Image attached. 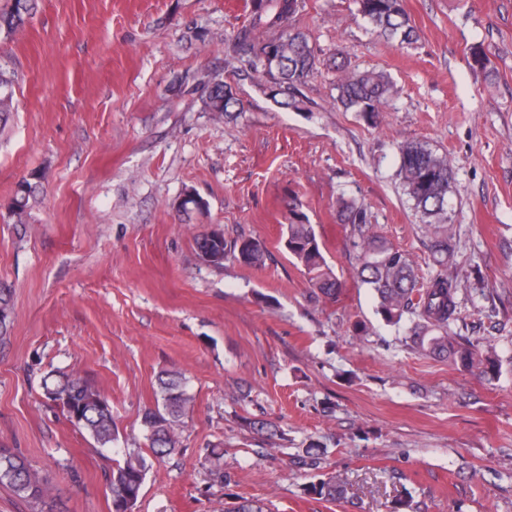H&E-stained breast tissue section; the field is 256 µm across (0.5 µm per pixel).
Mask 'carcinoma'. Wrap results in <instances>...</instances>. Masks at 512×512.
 <instances>
[{"label":"carcinoma","mask_w":512,"mask_h":512,"mask_svg":"<svg viewBox=\"0 0 512 512\" xmlns=\"http://www.w3.org/2000/svg\"><path fill=\"white\" fill-rule=\"evenodd\" d=\"M358 12L371 29L387 41L413 44L419 39L403 7V0H357ZM304 0H252L251 23L238 30L228 42L226 55L263 73L262 58L271 54L269 73L275 78L276 90L270 97L282 106L298 102L300 87L317 68L318 57L307 36L299 30H285L286 20L298 15ZM37 10V0H6L0 7V36L7 39L30 22ZM223 79L211 80L205 89L204 106L234 119L237 98L224 97ZM336 103L345 111L361 112L368 121L377 123L388 100L397 89L383 71L361 73L339 70ZM15 79L0 64V127L7 124L14 111ZM399 175L405 194L413 202L422 224L432 235L431 250L440 270L423 282L413 261L389 241L364 235L365 210L352 201L337 200L336 214L343 224L353 228L352 247L356 252V282L372 291L377 313L392 325L409 322L408 333L413 346L423 356L446 360L462 371H478L489 381L500 373L502 361L490 347L476 339L460 335L456 281L448 277L446 267L451 249L448 244V190L452 170L445 154H439L420 141H405L398 147ZM41 175L33 171L16 184L8 210L16 224L24 223ZM197 253L214 256L213 265H223L231 256L237 261L257 266L264 263L265 249L256 239L221 237L195 238ZM285 247L306 275L316 298L336 300L341 284L324 255L322 244L311 224L287 225ZM48 400L57 403L66 417L78 414L79 427L101 448L123 456L108 475L113 512L122 504L137 501L149 463L140 451L118 448V430L112 410L102 406L106 397L89 380L78 374L61 375L43 382ZM192 398L186 391V379L177 370L158 376V395L154 406L144 410L142 426L149 449L155 458L171 455L178 445V429L191 410ZM0 484L6 485L23 501L37 506L49 496L51 487L21 454L6 449L0 452ZM321 499L336 500L345 492L344 482L336 475L306 488ZM224 512H268L259 500L241 499L224 508Z\"/></svg>","instance_id":"1"}]
</instances>
